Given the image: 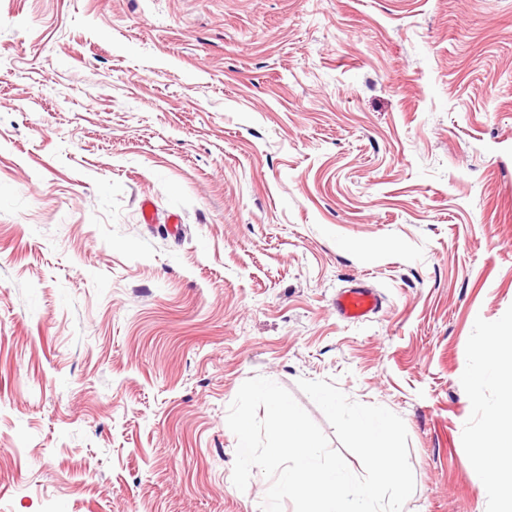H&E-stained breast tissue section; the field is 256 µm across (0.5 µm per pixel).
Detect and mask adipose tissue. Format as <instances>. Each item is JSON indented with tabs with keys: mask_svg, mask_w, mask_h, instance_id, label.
I'll return each instance as SVG.
<instances>
[{
	"mask_svg": "<svg viewBox=\"0 0 512 512\" xmlns=\"http://www.w3.org/2000/svg\"><path fill=\"white\" fill-rule=\"evenodd\" d=\"M476 351L482 362L466 378L469 390L479 394L492 380L499 392L493 422L480 437L476 452L499 488L502 512H512V336L493 332Z\"/></svg>",
	"mask_w": 512,
	"mask_h": 512,
	"instance_id": "ef3b65f1",
	"label": "adipose tissue"
}]
</instances>
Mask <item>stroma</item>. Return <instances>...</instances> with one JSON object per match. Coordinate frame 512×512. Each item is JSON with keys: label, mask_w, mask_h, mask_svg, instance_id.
Returning a JSON list of instances; mask_svg holds the SVG:
<instances>
[{"label": "stroma", "mask_w": 512, "mask_h": 512, "mask_svg": "<svg viewBox=\"0 0 512 512\" xmlns=\"http://www.w3.org/2000/svg\"><path fill=\"white\" fill-rule=\"evenodd\" d=\"M497 330L512 0H0V512H262L255 376L401 416L403 512H498ZM378 304V296L371 288H345L336 294V312L351 322L366 320Z\"/></svg>", "instance_id": "obj_1"}]
</instances>
